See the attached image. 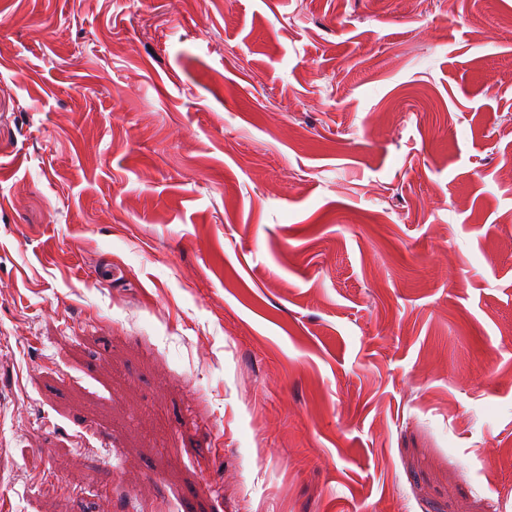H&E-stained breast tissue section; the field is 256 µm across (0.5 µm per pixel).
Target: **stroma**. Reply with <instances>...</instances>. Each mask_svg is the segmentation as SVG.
Here are the masks:
<instances>
[{
    "label": "stroma",
    "mask_w": 512,
    "mask_h": 512,
    "mask_svg": "<svg viewBox=\"0 0 512 512\" xmlns=\"http://www.w3.org/2000/svg\"><path fill=\"white\" fill-rule=\"evenodd\" d=\"M512 0H0V512H512Z\"/></svg>",
    "instance_id": "1"
}]
</instances>
